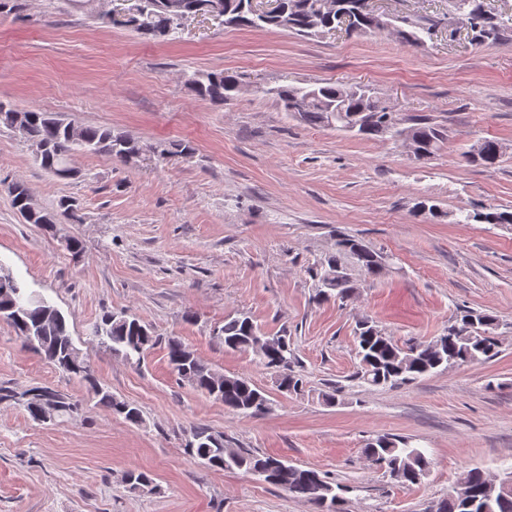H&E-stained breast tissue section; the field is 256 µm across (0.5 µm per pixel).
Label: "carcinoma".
<instances>
[{
    "label": "carcinoma",
    "mask_w": 512,
    "mask_h": 512,
    "mask_svg": "<svg viewBox=\"0 0 512 512\" xmlns=\"http://www.w3.org/2000/svg\"><path fill=\"white\" fill-rule=\"evenodd\" d=\"M328 0H281L279 11L257 15L251 0H136L135 10L124 20L116 21L103 13L97 18L106 24L121 26L153 41H167L180 26L179 15L207 13L213 10L223 15L224 26L259 30H288L302 36H316L336 28L340 13L355 17L358 35L379 33L385 27L375 22L364 11L362 0H334L335 9L326 8ZM455 9L468 23L473 39L478 43L496 41L503 32L512 31V15L504 18L488 12L483 0H455ZM393 31L408 46L423 42L428 28L419 21L406 17L398 19ZM197 94L215 103H224L241 93L236 76L219 71L202 74L192 80ZM255 94L275 100L283 111L306 125L343 126L361 123L355 135L392 141L393 113L387 111L382 99L371 94L367 86L324 83L318 86L276 85L259 86ZM22 114L23 139L39 149L36 159L41 167L60 179H67L69 156L75 151L90 154L104 153L113 160L126 163L140 151L138 142L127 134L110 128L77 127L78 135L71 138L64 122L45 112L13 108L0 103V125L12 128L17 114ZM404 130L423 153L421 161H430L446 140V129L425 115H406ZM467 162L493 169L503 157L502 145L494 139H483L478 158L471 152L464 154ZM12 207L24 222L51 226L59 217L78 220L75 201L64 197L55 211L46 210L31 200L28 188L13 184L10 191ZM457 224H512V212L495 206H483L460 213ZM383 256L359 240L337 236L336 252L326 256L311 269L316 280V299L345 300L356 288V275L370 277L381 273L378 261ZM0 318L7 322L23 340L35 338L32 349L61 371L84 380L98 404L112 414L133 424L143 422L142 411L136 404L114 396L99 385L89 365L76 354L72 336L64 315L48 301H32L29 290L0 263ZM496 316L470 309L461 311L460 318L445 334L427 344L403 345L384 335L371 321L363 319L356 325V356L359 359L355 378L370 386L399 387L440 368L446 369L467 363L488 361L499 353L500 342L495 330ZM225 348L255 350L263 344L260 362L277 373L282 392L299 393L303 378L295 370V350L286 336H267L262 333L250 315L239 312L224 318V325L216 332ZM93 337L113 352L128 360L141 361L158 339L138 317L121 313H107L95 325ZM171 365L181 362L185 372H177L179 380L194 389L214 396L224 407L245 416H260L267 412L269 399L250 378L226 375L202 362L178 338L166 343ZM185 454L198 464L220 470H240L248 474L264 473V481L279 486L296 498L314 504L318 512H344V498L337 493L341 485L313 468L294 466L280 457L260 455L249 448H228L224 433L205 425H196L188 433ZM364 455L372 464L385 470L390 478L416 485L428 474L431 461L410 441L379 436L367 443ZM124 483L132 491L153 490V480L139 469L128 470ZM489 475L478 467H466L453 487L438 504L435 512H512V490L488 491Z\"/></svg>",
    "instance_id": "obj_1"
}]
</instances>
